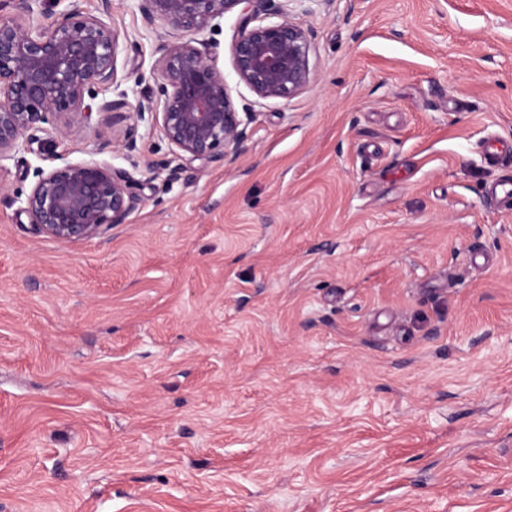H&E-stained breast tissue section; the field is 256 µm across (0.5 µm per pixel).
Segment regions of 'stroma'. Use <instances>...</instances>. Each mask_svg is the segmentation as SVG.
I'll list each match as a JSON object with an SVG mask.
<instances>
[{
	"mask_svg": "<svg viewBox=\"0 0 512 512\" xmlns=\"http://www.w3.org/2000/svg\"><path fill=\"white\" fill-rule=\"evenodd\" d=\"M263 20L311 34L292 98L239 83V11L197 35L254 114L234 164L100 114L0 161V512H512V0ZM112 26L134 105L160 38ZM88 160L126 223L37 231L39 171Z\"/></svg>",
	"mask_w": 512,
	"mask_h": 512,
	"instance_id": "stroma-1",
	"label": "stroma"
}]
</instances>
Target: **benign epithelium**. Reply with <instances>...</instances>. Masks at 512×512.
Segmentation results:
<instances>
[{
	"label": "benign epithelium",
	"instance_id": "benign-epithelium-1",
	"mask_svg": "<svg viewBox=\"0 0 512 512\" xmlns=\"http://www.w3.org/2000/svg\"><path fill=\"white\" fill-rule=\"evenodd\" d=\"M35 0H8L0 16V160L34 141L52 142L60 115L77 136L91 114L129 120L112 149L136 148L138 122L152 125L190 160L234 163L245 151L246 125L239 117L224 71L195 34L225 13L243 7L232 50L238 80L260 99H289L310 83V33L287 22L252 24L270 0H139L148 27L165 30L156 62V91L127 112L125 99L104 96L117 78L118 33L101 17L67 12L49 26L23 19ZM96 101V106L85 99ZM138 198L129 175L95 160L68 163L41 174L26 196L31 223L60 241L88 239L110 224H124Z\"/></svg>",
	"mask_w": 512,
	"mask_h": 512
}]
</instances>
